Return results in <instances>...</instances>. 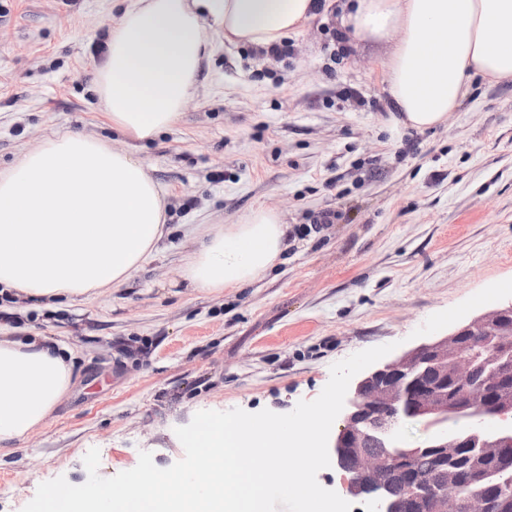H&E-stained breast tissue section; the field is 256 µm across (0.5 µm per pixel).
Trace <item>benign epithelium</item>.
<instances>
[{
	"mask_svg": "<svg viewBox=\"0 0 512 512\" xmlns=\"http://www.w3.org/2000/svg\"><path fill=\"white\" fill-rule=\"evenodd\" d=\"M512 318V304L489 310L450 334L423 343L365 375L351 388L342 410L343 425L331 441L337 465L353 473L346 484L353 497L371 489H386L388 473L397 468L410 497H375L377 512H504L512 495L504 492L496 474L474 463L460 470L453 460L463 448L478 449L477 458L501 457L512 451V423L491 431L474 430L460 438L445 432L448 417L480 419L512 416V396L499 394L512 376V349L501 337ZM484 366L481 382L474 381ZM457 392L448 393V382ZM405 419L422 422L428 438L415 447H402L396 427ZM369 441H385L393 451L385 455L365 448ZM435 453L438 466L418 475L413 461ZM472 487L459 496L461 483Z\"/></svg>",
	"mask_w": 512,
	"mask_h": 512,
	"instance_id": "1",
	"label": "benign epithelium"
}]
</instances>
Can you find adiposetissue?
<instances>
[{
	"label": "adipose tissue",
	"instance_id": "adipose-tissue-1",
	"mask_svg": "<svg viewBox=\"0 0 512 512\" xmlns=\"http://www.w3.org/2000/svg\"><path fill=\"white\" fill-rule=\"evenodd\" d=\"M318 0H129L108 30L94 88L112 126L146 140L175 125L213 43L267 47L297 33ZM354 33L399 39L385 65L404 125L444 123L481 76L512 80V0H358ZM166 194L130 153L60 134L0 169V289L36 304L103 294L147 262ZM288 227L272 210L201 237L179 272L188 287L243 288L273 268ZM72 350L45 336L0 337V447L37 429L72 381Z\"/></svg>",
	"mask_w": 512,
	"mask_h": 512
}]
</instances>
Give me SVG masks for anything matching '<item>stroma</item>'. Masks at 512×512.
<instances>
[{
  "label": "stroma",
  "mask_w": 512,
  "mask_h": 512,
  "mask_svg": "<svg viewBox=\"0 0 512 512\" xmlns=\"http://www.w3.org/2000/svg\"><path fill=\"white\" fill-rule=\"evenodd\" d=\"M334 0L289 54L215 34L182 117L148 141L113 129L93 69L122 0H0V168L43 140L84 133L132 151L167 191L152 257L105 294L55 309L0 297V333L73 351L72 387L25 440L0 451V512L38 485L181 460L176 427L200 410L287 413L330 367L397 343L432 314L512 279V81L474 78L446 122L395 123L383 65L398 36L357 37ZM291 232L245 288L184 287L194 238L257 209ZM332 211L334 223L314 220Z\"/></svg>",
  "instance_id": "stroma-1"
}]
</instances>
